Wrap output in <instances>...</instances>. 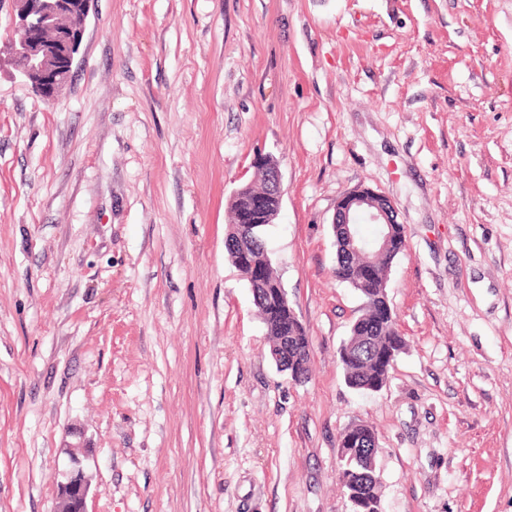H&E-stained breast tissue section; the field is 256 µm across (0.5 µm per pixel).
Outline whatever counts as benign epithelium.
<instances>
[{"instance_id":"benign-epithelium-1","label":"benign epithelium","mask_w":512,"mask_h":512,"mask_svg":"<svg viewBox=\"0 0 512 512\" xmlns=\"http://www.w3.org/2000/svg\"><path fill=\"white\" fill-rule=\"evenodd\" d=\"M17 29L28 36L12 41L8 54L16 68L46 99L54 98L67 83L73 60L78 54L83 37L84 23L93 0H13ZM255 167L265 174L266 187L254 190L244 184L232 195L231 224H241L246 229L271 224L277 219L283 198L279 162L269 154H259ZM379 228L374 246L386 248L396 234L397 212L391 200L384 194L369 188L344 192L336 202L332 226H340L342 246L347 250H360L363 244L352 225L360 218ZM233 250L234 266L250 284L252 295L265 294L268 309L281 316L284 333L282 343L288 342V326L300 321L290 306L288 294L277 279L270 281L268 269L255 266L250 245L238 240H226ZM91 479L80 461L72 459L71 468L57 482V495L53 512H88L87 498Z\"/></svg>"}]
</instances>
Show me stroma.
<instances>
[{
  "mask_svg": "<svg viewBox=\"0 0 512 512\" xmlns=\"http://www.w3.org/2000/svg\"><path fill=\"white\" fill-rule=\"evenodd\" d=\"M260 152L302 381L224 248ZM356 187L406 244L374 393L339 356ZM356 422L382 512H512V0H95L51 100L1 57L0 512H51L74 456L89 512H352Z\"/></svg>",
  "mask_w": 512,
  "mask_h": 512,
  "instance_id": "stroma-1",
  "label": "stroma"
}]
</instances>
